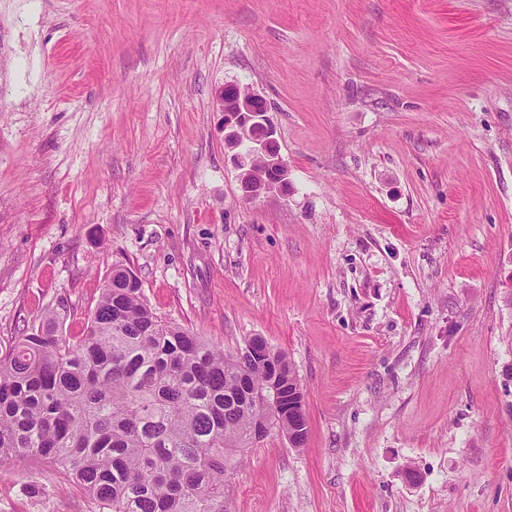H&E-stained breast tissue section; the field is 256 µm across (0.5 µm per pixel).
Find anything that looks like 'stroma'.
Wrapping results in <instances>:
<instances>
[{
  "mask_svg": "<svg viewBox=\"0 0 512 512\" xmlns=\"http://www.w3.org/2000/svg\"><path fill=\"white\" fill-rule=\"evenodd\" d=\"M227 81L287 193L242 199ZM119 264L297 374L307 441L240 455L231 512H512V0H0V352ZM0 512L96 507L23 461Z\"/></svg>",
  "mask_w": 512,
  "mask_h": 512,
  "instance_id": "obj_1",
  "label": "stroma"
}]
</instances>
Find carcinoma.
Returning <instances> with one entry per match:
<instances>
[{"mask_svg":"<svg viewBox=\"0 0 512 512\" xmlns=\"http://www.w3.org/2000/svg\"><path fill=\"white\" fill-rule=\"evenodd\" d=\"M61 314L0 353V476L36 460L80 485L102 512H224L228 471L262 420L295 429L302 407L277 419L247 395L277 376L303 396L285 353L227 355L159 317L142 283L112 268L82 335Z\"/></svg>","mask_w":512,"mask_h":512,"instance_id":"1","label":"carcinoma"}]
</instances>
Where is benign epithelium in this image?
<instances>
[{"instance_id": "1", "label": "benign epithelium", "mask_w": 512, "mask_h": 512, "mask_svg": "<svg viewBox=\"0 0 512 512\" xmlns=\"http://www.w3.org/2000/svg\"><path fill=\"white\" fill-rule=\"evenodd\" d=\"M224 112V143L234 151L242 198L254 200L288 191V163L280 152L276 129L263 97L236 82H226L217 98Z\"/></svg>"}]
</instances>
